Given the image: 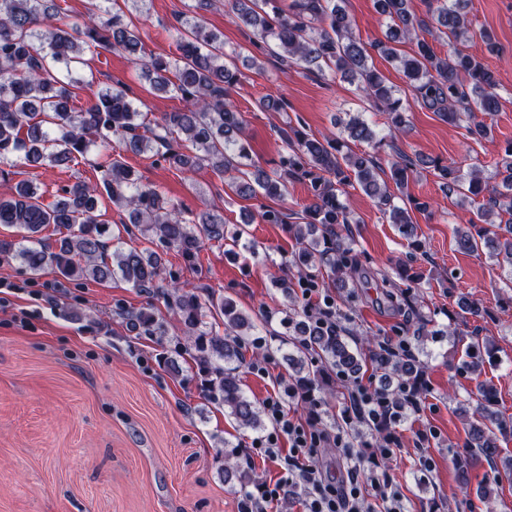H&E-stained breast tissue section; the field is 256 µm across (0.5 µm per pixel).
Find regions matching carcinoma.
<instances>
[{
	"instance_id": "obj_1",
	"label": "carcinoma",
	"mask_w": 512,
	"mask_h": 512,
	"mask_svg": "<svg viewBox=\"0 0 512 512\" xmlns=\"http://www.w3.org/2000/svg\"><path fill=\"white\" fill-rule=\"evenodd\" d=\"M344 0H224L237 24L250 28L256 39L274 42L283 52L282 61L309 71L329 69L350 82L387 114L389 140L378 136L361 116L349 118L343 134L321 139L294 127L281 130L288 153L279 168L267 173L245 169L248 143L244 120L230 91L242 73L235 56L224 53V38L207 29L201 19L180 17L178 54L145 56L138 28L124 20L118 0H95L87 19L70 27H51L46 20L61 10L58 0H0V177L1 166L18 157L32 166L67 165L89 153L98 144L105 151L104 189L112 205L124 211L141 235L176 250L193 263L207 242L231 241L237 246L245 229H228L224 219L202 210L190 219L156 189L144 185L136 172L112 158L110 145L117 139L125 150L149 152L176 169L193 174L204 166L228 176V186L244 198L268 197L288 192V180L309 182L310 202L303 209L304 223H288L287 213L263 209L259 218L266 224H290L296 241L291 266L310 288L318 287L317 275L324 272L340 285L361 267L354 252L350 230L352 219L342 200L345 187L358 184L412 247L417 246V228L405 206L395 203V191H403L409 176L426 164L398 151L397 135L407 125L406 96L389 84L369 64L371 52L399 63L406 88L428 110L446 120L468 116V133L476 139L492 136L486 117L499 110L498 79L480 58L455 47L453 53L437 55L429 36L438 32L448 41L480 40L487 50L496 48L493 33L471 28L467 8L470 0H431L428 20L409 8V0H375L377 11L391 26L387 41L369 45L353 35ZM411 42L413 54L406 56L394 47ZM121 50L144 68L152 89L180 94L183 107L169 112L162 122L150 126L121 87H105L92 93L87 105L76 109V90L86 80L74 76L90 50ZM364 144L357 153L349 143ZM389 147L396 154L384 170L379 150ZM443 187L450 192L466 190L478 203L477 217L490 224L493 212L505 224L507 237L488 236L480 231L458 233V245L476 252L491 245L512 269V147L497 163L500 182L488 188L476 173L465 178L455 163L434 165ZM390 174V180L382 178ZM98 188L84 181L61 188L60 198L45 205L38 187L30 180L4 181L0 190V224L16 228L20 238L0 237V256L18 257L37 274L46 268L72 280L106 283L118 276L146 294H160L185 328L189 348L211 400L224 406L238 427L262 430L265 423L257 405L245 395L239 370L244 365V348L255 324L236 304L205 286L187 290L171 283L163 285L164 266L156 251L123 247L120 235L110 234V224L98 210ZM66 233L53 242L40 237L49 225ZM212 321H207V318ZM134 330L152 336L166 335L163 320L149 309L127 315ZM280 324L283 336L295 354L284 355L293 369V391L309 398L317 389L334 392L359 376L371 361L385 378H396L412 392L424 389L422 366L372 350L364 355L342 329H326L319 313L308 309L285 312ZM489 347L473 343L464 351L457 370L465 374L481 371ZM479 419L469 424L464 447L470 452L459 462L463 480L479 458L491 460L497 452L494 431L512 432V418L503 419L488 406L495 403L493 388L482 383ZM236 448L224 442V480H236L241 490L257 481V475L230 463Z\"/></svg>"
}]
</instances>
